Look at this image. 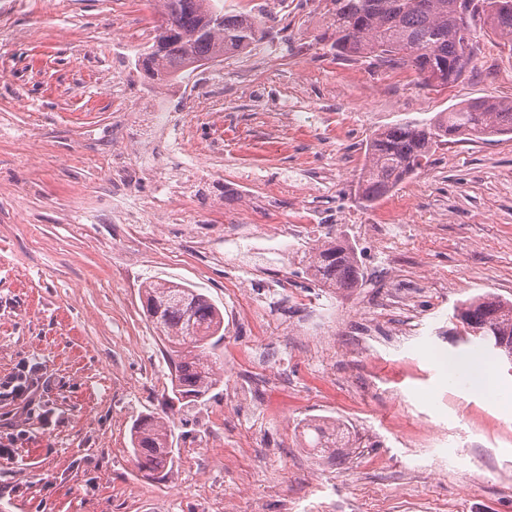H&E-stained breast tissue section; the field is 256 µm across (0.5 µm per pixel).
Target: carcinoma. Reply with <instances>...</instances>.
<instances>
[{"instance_id": "1", "label": "carcinoma", "mask_w": 512, "mask_h": 512, "mask_svg": "<svg viewBox=\"0 0 512 512\" xmlns=\"http://www.w3.org/2000/svg\"><path fill=\"white\" fill-rule=\"evenodd\" d=\"M162 18L172 21L176 36L163 39L155 28L154 45L142 66L151 77H176L195 65L239 53L265 37V22L230 14L215 0H163ZM331 23L320 35L336 56L369 61L373 68L410 70L426 86H447L474 67L478 30L498 37L512 49V0H476L468 26L461 25L467 0H331ZM482 20L476 27L474 18ZM512 134V100L477 98L425 121H407L375 133L366 145L358 191L371 207L425 167L435 150L460 137ZM306 274L323 288H356L362 271L356 252L331 239L308 254ZM145 314L160 332L169 364L166 405L192 408L222 381L211 352L224 338V316L202 292L171 280L144 286ZM455 316L481 342L512 356V302L487 293L466 299ZM308 446L322 457L354 447L342 424L309 423ZM170 418L153 413L137 418L130 430L133 458L146 478H162L175 462Z\"/></svg>"}]
</instances>
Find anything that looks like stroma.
I'll return each instance as SVG.
<instances>
[{
	"label": "stroma",
	"instance_id": "stroma-1",
	"mask_svg": "<svg viewBox=\"0 0 512 512\" xmlns=\"http://www.w3.org/2000/svg\"><path fill=\"white\" fill-rule=\"evenodd\" d=\"M222 2L273 35L157 80L162 0H0V512H512V402L446 379L471 352L455 305L512 301V135L441 147L374 206L357 192L374 133L511 100L512 51L480 35L475 69L428 87L337 59L330 0ZM334 238L359 287L306 275ZM158 279L224 314V381L174 414L160 480L129 445L169 383L142 306ZM261 338L279 369L252 367ZM324 418L355 449L305 448Z\"/></svg>",
	"mask_w": 512,
	"mask_h": 512
}]
</instances>
